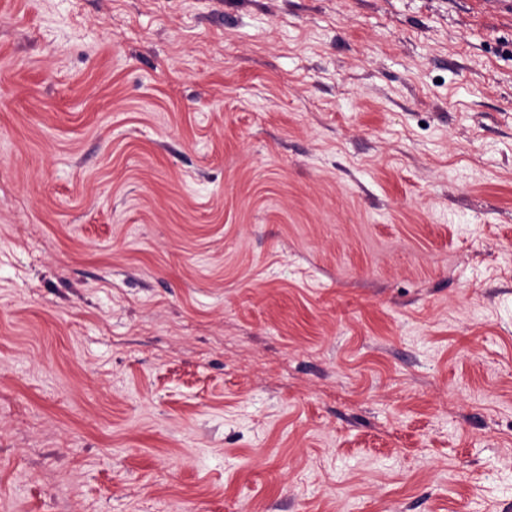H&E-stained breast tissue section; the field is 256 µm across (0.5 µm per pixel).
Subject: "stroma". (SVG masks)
<instances>
[{
  "label": "stroma",
  "instance_id": "stroma-1",
  "mask_svg": "<svg viewBox=\"0 0 512 512\" xmlns=\"http://www.w3.org/2000/svg\"><path fill=\"white\" fill-rule=\"evenodd\" d=\"M0 512H512V0H0Z\"/></svg>",
  "mask_w": 512,
  "mask_h": 512
}]
</instances>
